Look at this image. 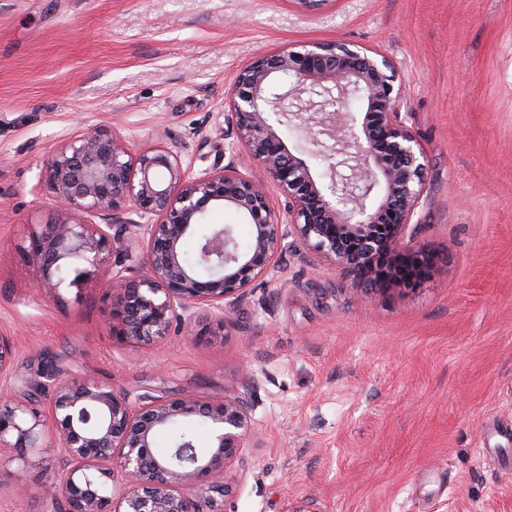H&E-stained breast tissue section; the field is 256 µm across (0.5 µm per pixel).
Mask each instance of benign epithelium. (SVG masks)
<instances>
[{
  "label": "benign epithelium",
  "instance_id": "1",
  "mask_svg": "<svg viewBox=\"0 0 512 512\" xmlns=\"http://www.w3.org/2000/svg\"><path fill=\"white\" fill-rule=\"evenodd\" d=\"M398 80L389 58L346 43L313 42L258 56L238 74L223 113L235 149L224 166L196 176L174 149L133 156L116 135L88 126L46 161L55 216L27 225L22 244L40 272L34 288L79 292L99 281L112 301V335L145 345L204 306L213 316L192 330L193 339L224 335L226 306L257 281L277 278L290 241L380 288L391 281L397 256L410 266L427 265L422 251L402 245L425 190L427 160L399 112ZM351 97L366 106L363 118L344 111ZM285 118L296 121L307 143L338 156L330 183L317 180L307 160L290 151L280 130ZM254 168L266 179L254 178ZM270 183L285 199L281 211L270 202ZM217 205L243 214L252 240L241 252L228 227L212 225L200 238V256L215 273L204 277L187 264L183 244ZM83 214L107 223L87 224ZM132 227L144 240L136 252L128 244ZM61 263L72 266L71 276H58ZM14 366L13 344L0 336V373ZM192 419L212 429L209 455L184 445L178 450L184 463L175 466L153 454L158 431ZM251 428L245 391L220 400L189 393L136 402L92 375L59 380L44 408L25 398L0 406L1 448L24 454L52 434L48 450L63 469L42 492L64 512H224V501L238 490L234 466ZM116 466L122 474L117 499L105 494Z\"/></svg>",
  "mask_w": 512,
  "mask_h": 512
}]
</instances>
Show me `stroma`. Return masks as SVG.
I'll use <instances>...</instances> for the list:
<instances>
[{"label": "stroma", "instance_id": "35a3bbf8", "mask_svg": "<svg viewBox=\"0 0 512 512\" xmlns=\"http://www.w3.org/2000/svg\"><path fill=\"white\" fill-rule=\"evenodd\" d=\"M306 42L388 56L427 156L415 288L355 285L289 248L208 342L112 334L99 284L33 292L20 252L54 211L45 161L85 127L131 154L227 163V92L259 55ZM0 398L91 374L132 398L249 390L253 434L224 512H512V0H0ZM57 461L0 448V512H58Z\"/></svg>", "mask_w": 512, "mask_h": 512}]
</instances>
